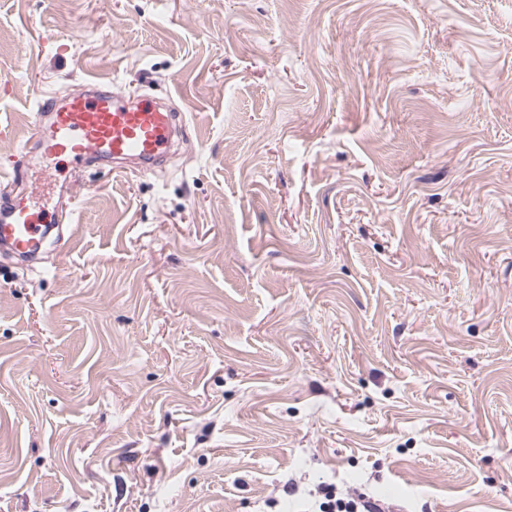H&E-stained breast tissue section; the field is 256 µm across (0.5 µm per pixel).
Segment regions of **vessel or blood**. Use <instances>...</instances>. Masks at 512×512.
<instances>
[{
  "mask_svg": "<svg viewBox=\"0 0 512 512\" xmlns=\"http://www.w3.org/2000/svg\"><path fill=\"white\" fill-rule=\"evenodd\" d=\"M181 115L150 95L113 93L110 85L92 83L89 92L59 97L37 95L30 153L44 163L65 160L82 172L94 162L121 171L127 159L152 170L169 151ZM57 216L33 196L0 197V247L22 258L38 256Z\"/></svg>",
  "mask_w": 512,
  "mask_h": 512,
  "instance_id": "1",
  "label": "vessel or blood"
}]
</instances>
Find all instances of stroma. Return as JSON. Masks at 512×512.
Wrapping results in <instances>:
<instances>
[{"instance_id":"1","label":"stroma","mask_w":512,"mask_h":512,"mask_svg":"<svg viewBox=\"0 0 512 512\" xmlns=\"http://www.w3.org/2000/svg\"><path fill=\"white\" fill-rule=\"evenodd\" d=\"M182 112L0 253V512H512V0H0L34 97ZM325 502H322L320 504V512H383L385 510H382L378 508L377 506L374 507V510H370V505H362L363 510H359V505H361L357 499L353 497H338L336 498L335 491L332 489H327L325 491Z\"/></svg>"}]
</instances>
